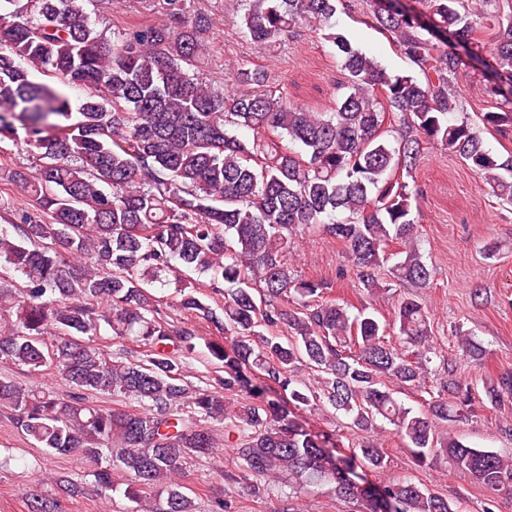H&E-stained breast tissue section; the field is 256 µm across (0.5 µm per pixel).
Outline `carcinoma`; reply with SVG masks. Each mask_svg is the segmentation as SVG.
I'll use <instances>...</instances> for the list:
<instances>
[{
	"label": "carcinoma",
	"mask_w": 512,
	"mask_h": 512,
	"mask_svg": "<svg viewBox=\"0 0 512 512\" xmlns=\"http://www.w3.org/2000/svg\"><path fill=\"white\" fill-rule=\"evenodd\" d=\"M243 25L258 45L276 43L307 23L331 43L344 72L334 105L298 108L275 95L267 72L242 63L237 94L191 75L211 21L186 0H163L165 19L112 33L97 29L78 0H0V136L24 137L35 170L10 181L31 207L0 227V363L41 374L50 369L66 394L0 377V406L49 455L76 453L93 473L94 492L113 488L111 463L135 502L157 491L155 512H195L184 465L211 454L210 420L232 418L227 434L241 461L224 482L253 495L290 501L326 491L350 512H457L448 498L409 480L375 489L363 473L383 474L384 449L366 440L349 454L329 435L300 426L293 410L331 408L362 432L394 426L415 462L450 459L492 494H512V457L437 433L439 422L471 410L474 384L448 378L423 412L384 387L421 384L431 347L428 316L414 295L397 299L392 320L367 307L324 299L323 282L290 273L288 250L305 229L341 240L356 280L378 291L387 247L401 246L396 278L428 287L431 269L412 217L419 190L408 178L425 146L439 143L470 164L499 202L512 205V151L492 157L483 134L512 135V0H368L363 23L399 48L411 71L389 74L330 23L355 0H244ZM49 73L85 92L77 120ZM479 71L494 109L482 125L464 111L459 83ZM211 273L205 302L180 290L178 305L220 334L208 342L224 376L211 389L185 380L194 325L163 318L152 293L175 264ZM107 307L100 309L99 303ZM131 336L146 358L111 353L100 322ZM397 335L398 344L386 340ZM462 355L483 346L459 335ZM317 373L299 388L295 373ZM492 406L512 396V372L481 380ZM278 387L287 399L246 405L229 416L226 395L253 398ZM89 394L122 395L143 407L121 412ZM288 476V490L276 481ZM267 479L256 484L253 478ZM28 512H63L57 496L37 495Z\"/></svg>",
	"instance_id": "1"
}]
</instances>
